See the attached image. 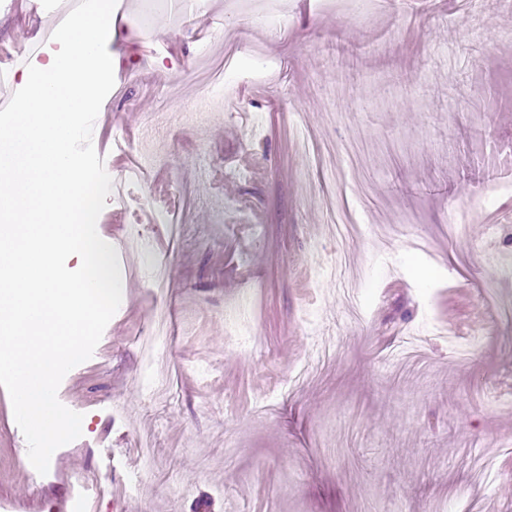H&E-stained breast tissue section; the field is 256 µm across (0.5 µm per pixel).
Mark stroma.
<instances>
[{"label": "stroma", "mask_w": 512, "mask_h": 512, "mask_svg": "<svg viewBox=\"0 0 512 512\" xmlns=\"http://www.w3.org/2000/svg\"><path fill=\"white\" fill-rule=\"evenodd\" d=\"M108 45L110 122L92 137L115 168L151 155L121 221L140 232L119 252L122 301L60 402L82 435L29 476L26 438L0 387V503L59 512H512V0H486L473 21L461 0H381L353 16L325 0H284L277 31L228 0H119ZM52 0H0V47L12 59L0 98L21 87L24 34L54 21ZM152 32L143 51L138 30ZM279 67L247 59L229 97L190 121L199 72L241 32ZM344 68L342 84L325 73ZM304 123L309 151L299 150ZM492 206L480 204L483 196ZM467 206L466 229L448 216ZM377 230L342 242L336 213ZM177 215L173 245L161 214ZM167 255L169 286L152 290L146 252ZM356 287L347 301L348 287ZM255 339L242 354L225 321ZM169 313L174 381L154 397L139 341L156 306ZM444 326L448 336L426 333ZM482 337L461 358L449 336ZM304 374H297V367ZM289 393L281 388L287 380ZM154 443L140 470L138 439ZM499 472L486 485L478 456Z\"/></svg>", "instance_id": "35a3bbf8"}]
</instances>
